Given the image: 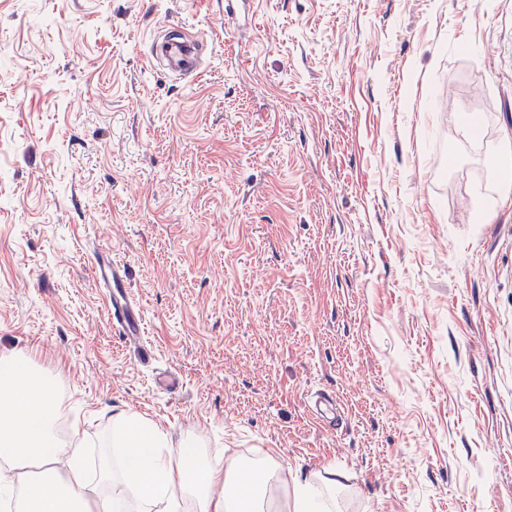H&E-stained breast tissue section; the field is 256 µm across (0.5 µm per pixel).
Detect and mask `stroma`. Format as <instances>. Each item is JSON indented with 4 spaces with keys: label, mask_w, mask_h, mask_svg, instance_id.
I'll list each match as a JSON object with an SVG mask.
<instances>
[{
    "label": "stroma",
    "mask_w": 512,
    "mask_h": 512,
    "mask_svg": "<svg viewBox=\"0 0 512 512\" xmlns=\"http://www.w3.org/2000/svg\"><path fill=\"white\" fill-rule=\"evenodd\" d=\"M246 2L0 0V356L94 461L125 410L269 450L281 506L333 467L340 512H512V0ZM191 51V46L183 41L168 40L165 45L164 55L168 63V70L171 74L186 77L192 75L191 72H185L180 62L183 57ZM95 279L106 288L109 312L119 336L129 345L139 346L143 338V324L139 309L130 300L124 288L121 266L112 260V252L99 248L94 255ZM124 272V271H123Z\"/></svg>",
    "instance_id": "1"
}]
</instances>
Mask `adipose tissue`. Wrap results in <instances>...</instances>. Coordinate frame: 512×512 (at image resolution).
Wrapping results in <instances>:
<instances>
[{"label": "adipose tissue", "instance_id": "1", "mask_svg": "<svg viewBox=\"0 0 512 512\" xmlns=\"http://www.w3.org/2000/svg\"><path fill=\"white\" fill-rule=\"evenodd\" d=\"M64 405L26 355L0 358V496L19 494L21 512H273L268 495L280 466L265 451L252 464H203L196 438L171 443L158 426L124 411L112 416V451L96 487L82 477L83 449L58 439ZM68 461L66 478L58 464ZM345 475L335 469L295 481L291 512H330L328 492Z\"/></svg>", "mask_w": 512, "mask_h": 512}]
</instances>
